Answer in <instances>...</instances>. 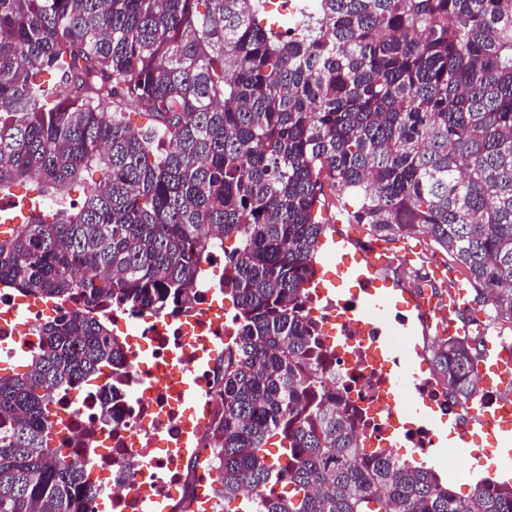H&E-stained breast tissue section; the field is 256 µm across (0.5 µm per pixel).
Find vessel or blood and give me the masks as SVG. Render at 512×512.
Listing matches in <instances>:
<instances>
[{
	"label": "vessel or blood",
	"instance_id": "obj_1",
	"mask_svg": "<svg viewBox=\"0 0 512 512\" xmlns=\"http://www.w3.org/2000/svg\"><path fill=\"white\" fill-rule=\"evenodd\" d=\"M390 262V254L383 247H373L365 255L358 258L355 266L341 265L337 268L338 275L354 281L365 282L371 294L367 300V308L371 314L379 315L386 311L388 301L377 295L379 281L376 277L378 269ZM410 304L416 313L415 322L424 331L434 336H454L468 333V324L459 322L455 314L467 304V290L463 284L450 286L447 294L441 296H414ZM477 374L485 385L512 384V353L503 346H485L477 361ZM512 432V399L503 398L493 412L475 416L469 423L455 421L448 424V450L450 453L463 457L469 462H476L477 457L469 452L471 438L486 432L493 426Z\"/></svg>",
	"mask_w": 512,
	"mask_h": 512
}]
</instances>
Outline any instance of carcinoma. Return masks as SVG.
Wrapping results in <instances>:
<instances>
[{
  "instance_id": "carcinoma-1",
  "label": "carcinoma",
  "mask_w": 512,
  "mask_h": 512,
  "mask_svg": "<svg viewBox=\"0 0 512 512\" xmlns=\"http://www.w3.org/2000/svg\"><path fill=\"white\" fill-rule=\"evenodd\" d=\"M17 186L37 198L0 237V285L30 296L161 313L224 256V512H512V484L460 497L365 448L308 289L330 192L378 240L429 236L512 325V0H0V194ZM39 336L0 375V512H86L102 489L56 445L54 395L123 345L80 314ZM483 343L433 351L458 404Z\"/></svg>"
}]
</instances>
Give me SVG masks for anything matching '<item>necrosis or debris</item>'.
I'll list each match as a JSON object with an SVG mask.
<instances>
[{"label": "necrosis or debris", "mask_w": 512, "mask_h": 512, "mask_svg": "<svg viewBox=\"0 0 512 512\" xmlns=\"http://www.w3.org/2000/svg\"><path fill=\"white\" fill-rule=\"evenodd\" d=\"M210 266L213 276L194 286V308L169 314L90 305L76 293L44 301L0 289V360L38 350L40 326L66 313L105 319L123 339L121 364L56 398L66 420L58 443L91 461L108 512H216L208 493L216 475L212 432L235 331L224 307V265L217 258ZM324 317L344 340L330 351V377L368 446L381 447L396 433L415 455L427 454L432 433L405 420L391 382L395 358L417 364L419 343L384 337L379 323L365 320L352 303L327 300ZM115 385V419L105 426L96 407Z\"/></svg>", "instance_id": "necrosis-or-debris-1"}]
</instances>
